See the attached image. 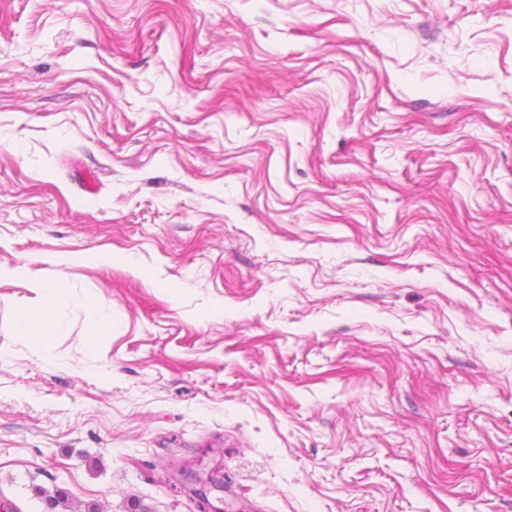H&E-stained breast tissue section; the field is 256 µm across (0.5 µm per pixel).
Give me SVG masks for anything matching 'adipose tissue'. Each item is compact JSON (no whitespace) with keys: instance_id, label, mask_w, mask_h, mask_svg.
I'll return each mask as SVG.
<instances>
[{"instance_id":"obj_1","label":"adipose tissue","mask_w":512,"mask_h":512,"mask_svg":"<svg viewBox=\"0 0 512 512\" xmlns=\"http://www.w3.org/2000/svg\"><path fill=\"white\" fill-rule=\"evenodd\" d=\"M32 289L36 294V306L17 307L13 314V320L17 336L35 341L40 336L56 329L57 323L53 312L70 303L72 295L69 289L60 282L37 280L33 282Z\"/></svg>"}]
</instances>
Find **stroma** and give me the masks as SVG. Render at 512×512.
Returning <instances> with one entry per match:
<instances>
[{"instance_id": "stroma-1", "label": "stroma", "mask_w": 512, "mask_h": 512, "mask_svg": "<svg viewBox=\"0 0 512 512\" xmlns=\"http://www.w3.org/2000/svg\"><path fill=\"white\" fill-rule=\"evenodd\" d=\"M1 266L0 503L512 512V0H0ZM36 294L37 307L28 305L18 306L13 314L16 336L30 341H37L56 329L54 320L55 309L67 305L72 300L70 290L61 282H46L36 280L32 283Z\"/></svg>"}]
</instances>
